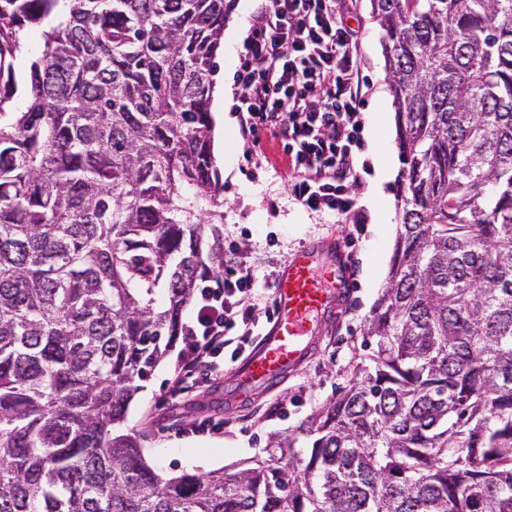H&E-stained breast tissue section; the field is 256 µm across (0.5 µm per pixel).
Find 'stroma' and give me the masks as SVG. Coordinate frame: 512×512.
I'll return each instance as SVG.
<instances>
[{
    "instance_id": "35a3bbf8",
    "label": "stroma",
    "mask_w": 512,
    "mask_h": 512,
    "mask_svg": "<svg viewBox=\"0 0 512 512\" xmlns=\"http://www.w3.org/2000/svg\"><path fill=\"white\" fill-rule=\"evenodd\" d=\"M353 23L362 33L360 75L364 98L362 133L365 163L351 188L362 223H335L333 217L309 212L288 192V162L281 142L269 133L242 138L238 128L214 142L222 174L224 222L248 251L259 277L275 281L282 265L303 246L329 239L346 241L352 256V293L338 316L323 318L313 355L274 389H256L246 400L233 394L228 373L199 377L188 394L167 398L182 342H175L130 405L125 427L137 433L147 461L163 476L182 472L228 473L263 456L269 438L287 434L311 417L350 378L352 364L363 354V329L370 308L383 288L399 222L396 181L384 186L387 202L373 200L378 153H386L400 170L394 113L386 112L379 94L388 90L383 31L370 0H355ZM214 419L221 433L182 434V421Z\"/></svg>"
}]
</instances>
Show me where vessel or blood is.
I'll return each mask as SVG.
<instances>
[{"label": "vessel or blood", "mask_w": 512, "mask_h": 512, "mask_svg": "<svg viewBox=\"0 0 512 512\" xmlns=\"http://www.w3.org/2000/svg\"><path fill=\"white\" fill-rule=\"evenodd\" d=\"M307 245L288 258L276 283V308L262 343L232 374L240 389L278 385L311 354L315 319L338 312L351 283L350 259L343 243H334L327 261Z\"/></svg>", "instance_id": "1"}]
</instances>
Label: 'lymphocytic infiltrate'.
<instances>
[{
  "instance_id": "1",
  "label": "lymphocytic infiltrate",
  "mask_w": 512,
  "mask_h": 512,
  "mask_svg": "<svg viewBox=\"0 0 512 512\" xmlns=\"http://www.w3.org/2000/svg\"><path fill=\"white\" fill-rule=\"evenodd\" d=\"M352 0H259L240 55L237 110L243 134L268 131L289 157L288 190L304 208L344 222L356 213V176L364 101L361 34L348 17ZM222 278L202 280L195 312L181 328L184 351L176 386L218 369L226 351L272 316L270 296L237 241Z\"/></svg>"
}]
</instances>
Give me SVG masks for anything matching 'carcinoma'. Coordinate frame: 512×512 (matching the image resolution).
I'll use <instances>...</instances> for the list:
<instances>
[{
    "instance_id": "cac0c4a2",
    "label": "carcinoma",
    "mask_w": 512,
    "mask_h": 512,
    "mask_svg": "<svg viewBox=\"0 0 512 512\" xmlns=\"http://www.w3.org/2000/svg\"><path fill=\"white\" fill-rule=\"evenodd\" d=\"M232 2L0 0V62L42 39L0 125V512H512V0H371L399 227L348 385L232 474L122 431L214 273ZM40 28L37 25L27 23L21 31V47L15 52L13 57H7L3 67L2 80L0 79V95L4 97L3 84L7 80L8 69L14 70L18 82L17 92L9 99L4 100L3 108L5 112H1V123L4 124L9 121L14 112H20L25 109L27 105V92L25 87L21 84L20 80L23 74L27 71L30 63L34 60L37 50L41 45Z\"/></svg>"
}]
</instances>
